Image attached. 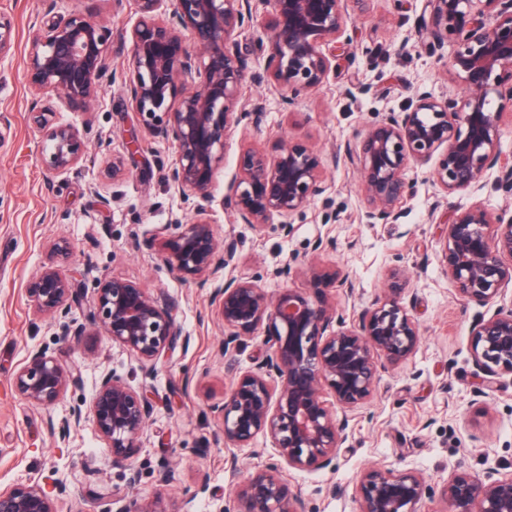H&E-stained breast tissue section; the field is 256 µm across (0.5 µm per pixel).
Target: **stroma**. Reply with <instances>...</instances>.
<instances>
[{"label": "stroma", "instance_id": "obj_1", "mask_svg": "<svg viewBox=\"0 0 512 512\" xmlns=\"http://www.w3.org/2000/svg\"><path fill=\"white\" fill-rule=\"evenodd\" d=\"M132 0H0V13L11 21L14 46L0 58V489L38 481L64 504V512H104L114 492L128 489L126 475L136 468L140 481L131 490L142 500L160 499L166 512H180L193 498L195 512H227L231 487L224 472L220 424L208 407L262 353L263 338L248 339L239 352L224 354V329L209 304L211 290L170 273L158 249L143 246L174 215L190 217L187 204L163 178L176 161L173 145L149 141L138 164L119 182L105 173L113 156L123 154L134 107L121 83L107 84L86 111H67L56 98L36 94L25 74L30 41L44 24L81 12L112 32L129 28ZM427 0H364L351 13L352 49L319 90L299 93L286 103L272 83L246 82L244 94L263 98L266 118L260 127L239 126L226 139L224 169L216 179L212 209L217 238L234 237L239 253L233 275L261 277L268 293L308 287L302 263L338 266L356 286L353 299L341 300L346 312L369 304L395 268L408 269L407 287L421 336L404 363L381 372L374 398L350 414L349 437L332 470L297 471L288 480L302 493L306 512H359L355 482L364 468L383 464L421 472L426 494L419 512H440L439 491L454 470L482 475L490 466L512 467V375L503 374L493 392L477 394L471 356L477 307L462 301L443 273L439 242L454 209L473 203L512 215V192L498 188L496 171L473 194L444 196L430 168L406 172L411 185L404 215L394 224H370L360 181L346 163L332 164L336 148L355 140L384 113L401 108L415 88L435 97H459L461 80L449 57L430 55L416 30ZM51 108L58 122L84 131L81 175L47 170L37 153L41 133L34 108ZM305 145L326 167L321 193L292 217L283 235L277 224L255 229L234 223L223 207L243 147L274 155L280 140ZM115 195L111 206L101 196ZM335 213V223L324 221ZM332 241L316 253L317 239ZM68 242L71 258L63 265L76 281L78 302L67 321L83 323L100 282L117 278L150 294H167L187 341L161 359L152 381L153 413L148 439L128 463H117L100 442L91 417L66 440L52 428L73 408L88 409L102 374L113 373L140 386L137 356L113 345L105 334L61 335L56 320L36 317L26 288L47 263L50 248ZM290 276H279L282 268ZM42 348L81 377L59 403L43 407L15 394L11 381L27 352ZM170 464L176 480L159 485L161 464ZM96 475H88V468ZM206 492H199L200 476Z\"/></svg>", "mask_w": 512, "mask_h": 512}]
</instances>
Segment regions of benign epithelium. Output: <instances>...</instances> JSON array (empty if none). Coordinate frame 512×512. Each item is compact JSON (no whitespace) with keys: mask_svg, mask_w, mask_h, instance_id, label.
<instances>
[{"mask_svg":"<svg viewBox=\"0 0 512 512\" xmlns=\"http://www.w3.org/2000/svg\"><path fill=\"white\" fill-rule=\"evenodd\" d=\"M131 28L120 34L130 45L129 80L124 82L139 124L155 140L173 144L177 161L164 173L169 187L192 204L194 220L175 216L161 231L165 264L180 278L201 285L233 266L238 242L215 237L210 220L212 189L224 168V140L243 121L261 125L263 99L243 94L249 59L238 37L250 29L258 6L270 8L273 20L259 43L268 46L265 72L274 87L293 95L320 88L336 68V51L346 50L349 3L363 0H132ZM421 31L428 50L442 55L453 47L451 66L466 85V95L437 98L418 89L398 111L385 113L365 133L336 151L333 163L346 161L360 174L372 224H393L403 215L410 185L405 171L438 158L433 176L444 193L484 188L488 170L499 169L498 185L512 191V162L502 157L503 111L512 108V0H428ZM190 31L197 51L186 44ZM110 29L90 16L73 13L39 30L27 60L31 86L55 96L70 112H83L103 91L109 71ZM9 19L0 15V57L13 47ZM48 108L33 116L44 135L39 145L46 168L82 171L84 140L78 128L54 124ZM127 157L112 159L107 175L127 174L125 159L144 152L139 135L126 142ZM271 161L246 148L227 187L226 209L239 224L261 228L278 221L290 231V217L300 214L322 190L323 168L307 147L279 142ZM444 268L456 295L483 308L472 329L471 354L479 372L478 392L495 389L500 376L512 374V301L494 310L489 304L506 296L512 285V216L506 218L479 204L454 212L440 238ZM70 255L66 242L51 248L50 261L29 282L27 296L37 316L56 317L68 310L72 283L60 272ZM315 298L301 288L270 295L256 277L225 275L210 293L224 326V352L237 350L247 338L264 336L265 352L240 372L222 401L210 405L221 421L224 470L233 485L234 512H305L304 501L285 470L318 471L336 466L347 441L348 412L373 397L380 372L407 360L420 341V329L406 300L409 272L394 269L384 295L360 309L356 318L336 307L328 290L348 299L355 285L337 269L308 268ZM162 294L106 279L98 288L89 322L64 333L95 336L102 330L136 354L146 382L130 386L115 374L97 382L90 414L99 439L112 460L131 459L142 447L153 412L156 363L182 337ZM71 369L43 349L28 351L15 374V391L28 402L51 406L66 395ZM329 391L333 400L324 397ZM342 419H337L336 410ZM82 409L55 429L64 438L80 425ZM263 435L276 459L237 480V451ZM425 481L416 471L396 472L381 465L363 470L356 481L360 512H418ZM441 512H512V471L498 468L482 480L466 472L453 474L440 489ZM115 512H164L160 500L124 501ZM0 512H59L55 499L39 484L20 483L0 490Z\"/></svg>","mask_w":512,"mask_h":512,"instance_id":"obj_1","label":"benign epithelium"}]
</instances>
